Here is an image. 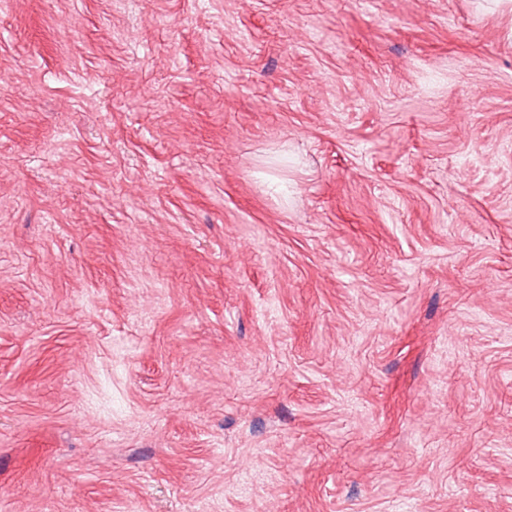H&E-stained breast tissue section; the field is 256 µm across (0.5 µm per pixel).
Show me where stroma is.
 Instances as JSON below:
<instances>
[{
  "label": "stroma",
  "instance_id": "obj_1",
  "mask_svg": "<svg viewBox=\"0 0 512 512\" xmlns=\"http://www.w3.org/2000/svg\"><path fill=\"white\" fill-rule=\"evenodd\" d=\"M0 512H512V0H8Z\"/></svg>",
  "mask_w": 512,
  "mask_h": 512
}]
</instances>
